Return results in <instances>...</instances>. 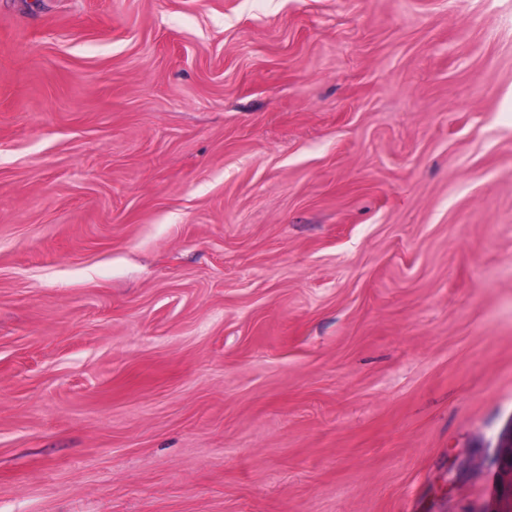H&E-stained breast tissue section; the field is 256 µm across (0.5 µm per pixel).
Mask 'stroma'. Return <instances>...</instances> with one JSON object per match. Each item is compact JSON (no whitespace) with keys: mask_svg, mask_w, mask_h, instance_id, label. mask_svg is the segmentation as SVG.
<instances>
[{"mask_svg":"<svg viewBox=\"0 0 512 512\" xmlns=\"http://www.w3.org/2000/svg\"><path fill=\"white\" fill-rule=\"evenodd\" d=\"M512 512V0H0V512Z\"/></svg>","mask_w":512,"mask_h":512,"instance_id":"stroma-1","label":"stroma"}]
</instances>
